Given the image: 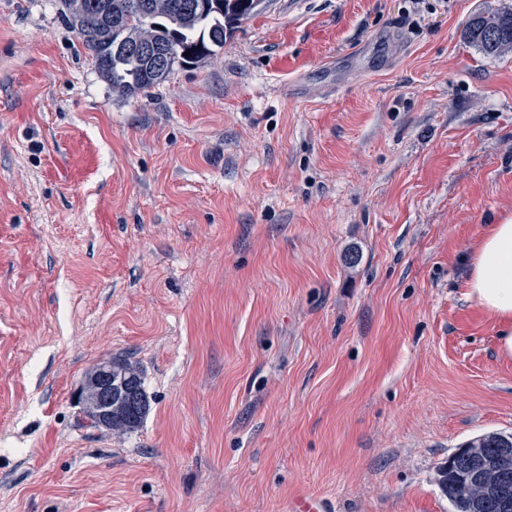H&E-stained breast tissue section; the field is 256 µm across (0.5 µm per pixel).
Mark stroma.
<instances>
[{"label":"stroma","instance_id":"35a3bbf8","mask_svg":"<svg viewBox=\"0 0 512 512\" xmlns=\"http://www.w3.org/2000/svg\"><path fill=\"white\" fill-rule=\"evenodd\" d=\"M505 7L265 0L130 95L62 0H0V512H450L440 466L512 432L467 296L512 216V53L464 30ZM109 358L136 430L73 400Z\"/></svg>","mask_w":512,"mask_h":512}]
</instances>
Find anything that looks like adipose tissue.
<instances>
[{
	"label": "adipose tissue",
	"mask_w": 512,
	"mask_h": 512,
	"mask_svg": "<svg viewBox=\"0 0 512 512\" xmlns=\"http://www.w3.org/2000/svg\"><path fill=\"white\" fill-rule=\"evenodd\" d=\"M467 295L500 322L499 351L512 356V217L480 236L470 260Z\"/></svg>",
	"instance_id": "adipose-tissue-1"
}]
</instances>
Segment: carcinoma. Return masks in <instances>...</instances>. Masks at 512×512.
<instances>
[{"label": "carcinoma", "mask_w": 512, "mask_h": 512, "mask_svg": "<svg viewBox=\"0 0 512 512\" xmlns=\"http://www.w3.org/2000/svg\"><path fill=\"white\" fill-rule=\"evenodd\" d=\"M64 20L77 31L91 52L96 69L112 88L126 94L146 92L164 82L175 67L196 65L215 54L243 21L257 14L258 0H198L186 12L175 7L179 0H150L153 10L141 19L127 13L128 0H107L109 12L103 16L90 5L91 0H63ZM123 35L148 36L157 44L175 46L178 51L170 67L159 75L152 73L148 61L136 57L113 59L108 55L112 43ZM467 36L487 57H500L512 51V10L476 14L468 22ZM190 56H184V53ZM123 374L125 397L121 409L112 413V427L132 430L140 426L148 411V399L139 368L126 360L116 361ZM482 449L485 458L501 448H512V433L489 432L467 441L448 456L440 468V486L448 498L451 512H469V496L477 491L470 482L478 457L470 449Z\"/></svg>", "instance_id": "obj_1"}]
</instances>
